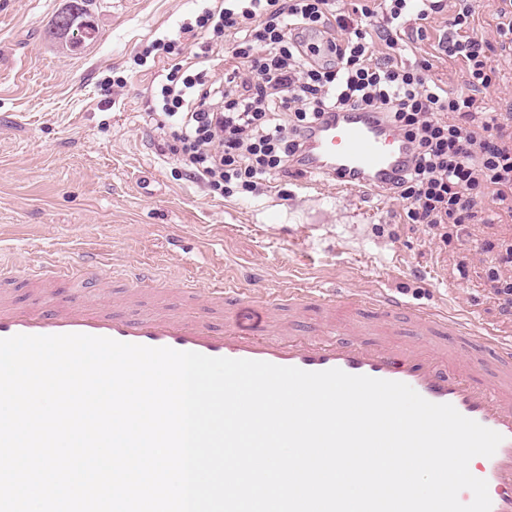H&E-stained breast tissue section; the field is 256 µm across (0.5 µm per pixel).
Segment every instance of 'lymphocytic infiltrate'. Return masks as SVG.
Wrapping results in <instances>:
<instances>
[{
  "label": "lymphocytic infiltrate",
  "mask_w": 512,
  "mask_h": 512,
  "mask_svg": "<svg viewBox=\"0 0 512 512\" xmlns=\"http://www.w3.org/2000/svg\"><path fill=\"white\" fill-rule=\"evenodd\" d=\"M448 14L439 46L459 58L467 95L432 79V64L401 59L409 16ZM474 0H221L178 33L152 41L169 67L154 95L157 127L169 131L171 154L193 178L229 197L257 195L277 176L300 169L306 135L321 117L349 108L381 112L412 144L414 167L390 189L405 201L409 223L440 238L449 227L480 228L484 211L512 222V132L482 109L498 67L490 52L512 53V20L499 23L498 46L475 33ZM233 37L231 69L215 77L216 49ZM195 50L184 54V41ZM249 79H242V72ZM504 313L512 312V234L486 270Z\"/></svg>",
  "instance_id": "f902f5d3"
}]
</instances>
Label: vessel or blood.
Returning a JSON list of instances; mask_svg holds the SVG:
<instances>
[{"label":"vessel or blood","mask_w":512,"mask_h":512,"mask_svg":"<svg viewBox=\"0 0 512 512\" xmlns=\"http://www.w3.org/2000/svg\"><path fill=\"white\" fill-rule=\"evenodd\" d=\"M412 161L397 129L358 109L326 114L311 129L303 158L307 170L330 174L346 191L380 190ZM117 279L125 288L106 304L85 300L83 289ZM65 283L69 297L47 303L46 290ZM19 286L29 289L31 308L17 303ZM199 304L203 314H192ZM404 324L414 327L411 340L396 338ZM72 333L406 383L502 435L492 457H477L473 474L488 483L491 512H512V325L473 336L460 317L383 288L345 298L296 283L271 292L227 275L203 298L180 273L163 276L140 262L117 269L92 251L71 265L51 257L23 272L0 265V338Z\"/></svg>","instance_id":"vessel-or-blood-1"}]
</instances>
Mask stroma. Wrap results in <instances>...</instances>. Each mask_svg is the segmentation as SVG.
Returning <instances> with one entry per match:
<instances>
[{
	"mask_svg": "<svg viewBox=\"0 0 512 512\" xmlns=\"http://www.w3.org/2000/svg\"><path fill=\"white\" fill-rule=\"evenodd\" d=\"M199 5L94 0V39L70 47L52 33L68 0H0V261L22 270L84 249L117 266L159 256L203 286L227 272L259 288L390 286L463 314L476 331L505 323L485 277V244L500 226L443 240L406 223L396 195L340 191L311 173L276 179L260 196L224 198L162 153L149 113L164 64L134 58ZM446 20L430 15L427 39H408L403 60L429 59L440 86L464 95L461 61L438 46ZM118 75L126 86L106 90L105 78Z\"/></svg>",
	"mask_w": 512,
	"mask_h": 512,
	"instance_id": "35a3bbf8",
	"label": "stroma"
}]
</instances>
